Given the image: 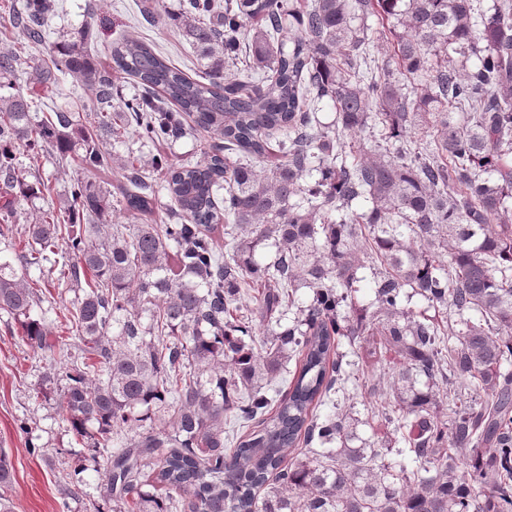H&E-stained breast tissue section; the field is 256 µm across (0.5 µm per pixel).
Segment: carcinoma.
Masks as SVG:
<instances>
[{
  "label": "carcinoma",
  "instance_id": "cac0c4a2",
  "mask_svg": "<svg viewBox=\"0 0 512 512\" xmlns=\"http://www.w3.org/2000/svg\"><path fill=\"white\" fill-rule=\"evenodd\" d=\"M56 8L11 0L0 19L39 45ZM177 21L202 81L126 39L112 60L142 91L114 112L112 76L83 37L58 42L35 73L92 90L93 112L42 115L33 96L0 95L6 214L49 192L26 181L20 151L54 148L84 172L70 202L26 225L18 266L0 263V313L46 349L18 271L93 273L68 308L81 356L60 353L59 406L86 447L112 449V512H512V0H186ZM380 43L389 58L372 69ZM245 49L262 74L249 93L224 76ZM29 64L1 51L0 80ZM322 101L330 123L311 111ZM184 113L217 143L196 162L153 156L168 223L112 222L153 214L156 190L132 164L119 166V199L91 178L112 165L99 135L182 138ZM273 134L284 160L268 165ZM363 256L370 313L355 297ZM301 287L312 292L301 317L274 330ZM415 296L437 315L417 319L403 305ZM341 336H376L399 356L369 389L399 437L355 447L354 407L317 415L343 381ZM293 358L275 401L270 384Z\"/></svg>",
  "mask_w": 512,
  "mask_h": 512
}]
</instances>
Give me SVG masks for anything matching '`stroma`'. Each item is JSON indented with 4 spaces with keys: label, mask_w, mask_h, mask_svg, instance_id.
<instances>
[{
    "label": "stroma",
    "mask_w": 512,
    "mask_h": 512,
    "mask_svg": "<svg viewBox=\"0 0 512 512\" xmlns=\"http://www.w3.org/2000/svg\"><path fill=\"white\" fill-rule=\"evenodd\" d=\"M58 8L50 18L47 37L32 51L33 63L49 59L54 42L77 37L88 30L87 46L102 68L112 66L111 52L124 37L135 36L164 52L176 67L192 78L202 76L192 48L179 36L171 16L179 12L181 0H165L167 15L145 21L136 0H98L95 20H88L87 0H57ZM46 109H69L90 112L96 106L93 91L74 86L70 78H60L43 97ZM211 141L210 132L198 129L193 135L172 144L146 143L130 136L120 152L136 164L152 155L164 153L173 162L197 161L201 150ZM44 300L54 302L55 311L49 328L61 347H75L76 341L67 321L66 309L75 291L49 281L41 291ZM21 326L7 314H0V450L13 465L12 488L9 492L12 512H112V503L103 491L102 475L91 449L83 447L63 416L57 399L42 400L35 389L44 377L57 368L58 354L32 349L25 345ZM338 350L346 354L350 369L361 386L353 395L356 406L369 404L366 386L380 372L391 369L397 357L378 349L368 355L361 344L340 339ZM83 460L86 470L80 488L70 482V468Z\"/></svg>",
    "instance_id": "obj_1"
}]
</instances>
